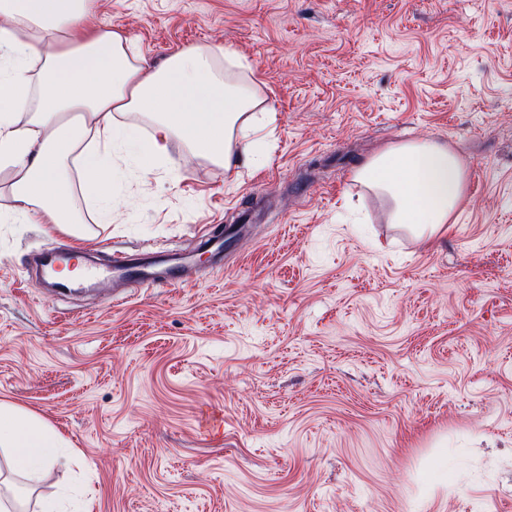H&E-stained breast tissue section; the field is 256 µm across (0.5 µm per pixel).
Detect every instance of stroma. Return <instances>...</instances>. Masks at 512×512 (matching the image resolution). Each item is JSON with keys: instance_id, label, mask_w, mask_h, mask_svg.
Segmentation results:
<instances>
[{"instance_id": "35a3bbf8", "label": "stroma", "mask_w": 512, "mask_h": 512, "mask_svg": "<svg viewBox=\"0 0 512 512\" xmlns=\"http://www.w3.org/2000/svg\"><path fill=\"white\" fill-rule=\"evenodd\" d=\"M94 6L156 64L233 49L277 120L253 167L174 142L122 168L83 239L0 222V404L68 442L25 512H512V0ZM425 138L468 174L428 245L352 179ZM58 249L192 278L60 292L34 266Z\"/></svg>"}]
</instances>
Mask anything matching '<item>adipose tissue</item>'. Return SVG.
<instances>
[{
  "mask_svg": "<svg viewBox=\"0 0 512 512\" xmlns=\"http://www.w3.org/2000/svg\"><path fill=\"white\" fill-rule=\"evenodd\" d=\"M229 48L192 45L148 66L133 40L94 19L93 0H0V170L7 219L83 238V194L108 213L112 172L151 173L172 142L232 169L248 163L276 114ZM146 119L140 139L129 116ZM353 179L386 204L388 223L437 239L466 199L465 162L447 144L410 141L378 153ZM67 442L25 410L0 405V447L37 483Z\"/></svg>",
  "mask_w": 512,
  "mask_h": 512,
  "instance_id": "ef3b65f1",
  "label": "adipose tissue"
}]
</instances>
